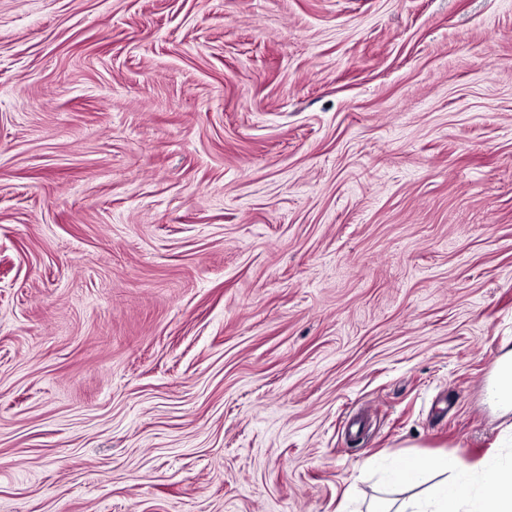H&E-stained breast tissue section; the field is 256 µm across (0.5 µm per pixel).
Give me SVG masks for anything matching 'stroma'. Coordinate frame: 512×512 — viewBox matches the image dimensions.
Segmentation results:
<instances>
[{"label":"stroma","instance_id":"stroma-1","mask_svg":"<svg viewBox=\"0 0 512 512\" xmlns=\"http://www.w3.org/2000/svg\"><path fill=\"white\" fill-rule=\"evenodd\" d=\"M512 0H0V512H355L512 458ZM489 394L497 403L512 408V351L501 358Z\"/></svg>","mask_w":512,"mask_h":512}]
</instances>
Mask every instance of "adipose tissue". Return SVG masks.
<instances>
[{
  "label": "adipose tissue",
  "instance_id": "adipose-tissue-1",
  "mask_svg": "<svg viewBox=\"0 0 512 512\" xmlns=\"http://www.w3.org/2000/svg\"><path fill=\"white\" fill-rule=\"evenodd\" d=\"M496 480L475 492L471 478L459 461L452 457L413 456L392 470L391 480L408 486L430 484L433 474H443V481L430 484L423 496H413L402 503L382 500L370 512H512V460L496 463Z\"/></svg>",
  "mask_w": 512,
  "mask_h": 512
}]
</instances>
